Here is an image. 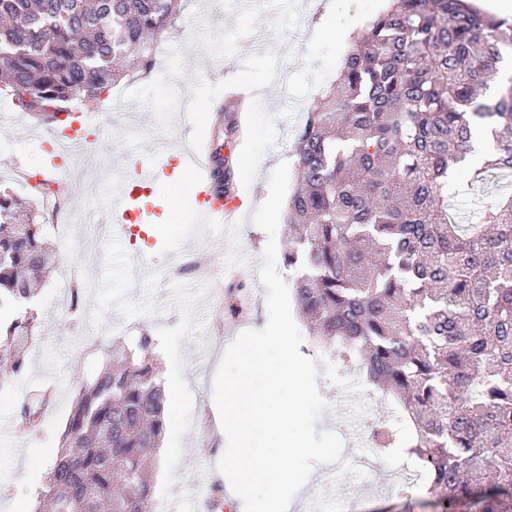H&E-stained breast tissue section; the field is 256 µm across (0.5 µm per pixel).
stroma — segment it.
<instances>
[{
    "mask_svg": "<svg viewBox=\"0 0 512 512\" xmlns=\"http://www.w3.org/2000/svg\"><path fill=\"white\" fill-rule=\"evenodd\" d=\"M387 6V0H252L250 8L242 10L237 0H181L172 29L155 46L152 71L102 95L100 110L111 115V122L93 150L75 152L69 172L60 177L69 189L60 213L73 221L60 233L52 225L44 227L63 264L48 273L36 297L41 340L29 349L23 374H13L0 363V512H20L24 505L37 508L44 474L82 384L106 364L113 342L134 343L145 330L157 340L160 383L169 407L176 410L175 419L168 422L163 453L151 470L153 496L169 501L171 512H188L195 489L222 480L216 464L223 447L205 446L196 432L199 419H218L212 382L232 341L231 335L211 338L213 302L224 286L215 273L211 241L221 228L197 223L189 207L177 217V232L170 234L164 229L166 208L156 209L141 244L142 259L152 275L130 279L129 242L99 236L83 219L89 211H109L112 199L105 191L86 190L78 174L92 164L114 172L120 156L150 148L189 118L194 123L192 139L219 130L223 155L233 162L244 157L252 161L248 175L236 182L235 195L262 201L270 173L280 163L294 160V140L309 106L339 77L347 53L339 34L362 32ZM327 8L337 38L308 45L305 35L314 16ZM271 19L277 37L267 40L264 50L244 54L246 33L266 28ZM229 77L272 104L271 110L247 113L244 135L237 140L223 136V122L206 121L199 112L185 114L187 100L211 104L225 99ZM20 113L13 96L0 91V177L25 199L29 187L22 182V173L50 163L42 146L50 127L29 117L25 129L17 130L12 119ZM272 238L279 251H286L287 223H280ZM272 238L248 222L238 241L228 247L227 256L239 265L252 298L247 317L233 324V333L260 329L267 322L266 290L259 282L258 267ZM185 257L197 262L203 277L175 274V265ZM78 287L83 290L79 314L71 308L72 292ZM44 371L55 387V403L36 426L20 428L14 420L15 406L39 388L36 376ZM342 375L362 382L367 412L358 416L348 395L321 376L317 383L329 409L316 428L337 432L345 442L343 456L349 459L363 453L367 433L360 425L362 419L392 424L399 410L358 367L345 369ZM367 455L372 466L369 483L343 477L338 482L341 496L358 499L363 512H432L408 483L412 462L403 449L375 448Z\"/></svg>",
    "mask_w": 512,
    "mask_h": 512,
    "instance_id": "stroma-1",
    "label": "stroma"
}]
</instances>
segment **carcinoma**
<instances>
[{
  "instance_id": "carcinoma-1",
  "label": "carcinoma",
  "mask_w": 512,
  "mask_h": 512,
  "mask_svg": "<svg viewBox=\"0 0 512 512\" xmlns=\"http://www.w3.org/2000/svg\"><path fill=\"white\" fill-rule=\"evenodd\" d=\"M178 0H0V90L53 124L152 66ZM512 52V21L468 0H390L354 37L337 87L294 145L285 263L308 335L392 396L414 429L435 512H512V192L448 212L489 173L512 174V84L482 99ZM482 128L496 142L454 177ZM45 208L0 189V353L15 374L39 340L34 283L59 264ZM156 340L138 336L73 402L35 512H148L144 464L166 431ZM49 389L18 403L30 428Z\"/></svg>"
}]
</instances>
